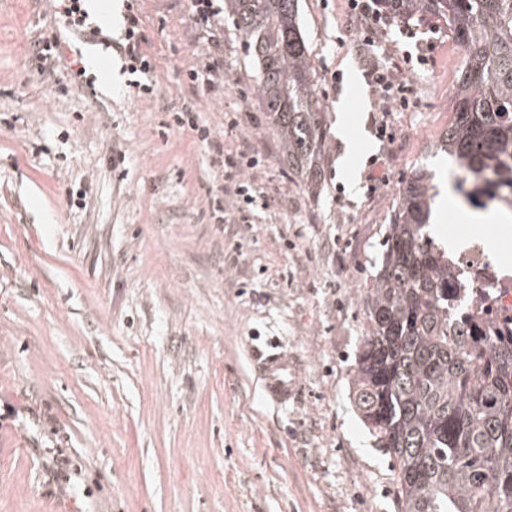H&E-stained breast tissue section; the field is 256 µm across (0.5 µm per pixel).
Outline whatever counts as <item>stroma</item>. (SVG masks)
<instances>
[{
	"mask_svg": "<svg viewBox=\"0 0 512 512\" xmlns=\"http://www.w3.org/2000/svg\"><path fill=\"white\" fill-rule=\"evenodd\" d=\"M136 5L156 64L142 96L116 50L66 30L65 64L40 75L30 46L57 17L44 0H0V512H398L390 457L351 402L361 293L400 183L423 162L449 168L431 150L461 50L438 33L388 144L347 0H300L327 119L315 198L281 160L233 24L230 84L207 92L185 76L207 47L185 0ZM77 50L108 61L93 88L60 94ZM186 105L225 149L258 158L244 176L266 203L248 222L212 151L170 129ZM373 172L390 183L371 194ZM434 229L479 237L512 267V223L464 224L452 204ZM272 343L299 370L285 408L254 369Z\"/></svg>",
	"mask_w": 512,
	"mask_h": 512,
	"instance_id": "obj_1",
	"label": "stroma"
}]
</instances>
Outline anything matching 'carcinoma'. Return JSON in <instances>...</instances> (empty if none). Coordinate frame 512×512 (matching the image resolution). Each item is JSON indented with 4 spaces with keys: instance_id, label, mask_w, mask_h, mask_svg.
Instances as JSON below:
<instances>
[{
    "instance_id": "1",
    "label": "carcinoma",
    "mask_w": 512,
    "mask_h": 512,
    "mask_svg": "<svg viewBox=\"0 0 512 512\" xmlns=\"http://www.w3.org/2000/svg\"><path fill=\"white\" fill-rule=\"evenodd\" d=\"M443 24L463 52L434 145L474 207L484 182L512 196V0H381ZM248 46L258 97L288 171L322 192L325 112L299 0H224ZM435 173L399 189L364 293L353 402L390 456L401 512H512V334L482 331L456 304V271L432 236Z\"/></svg>"
}]
</instances>
